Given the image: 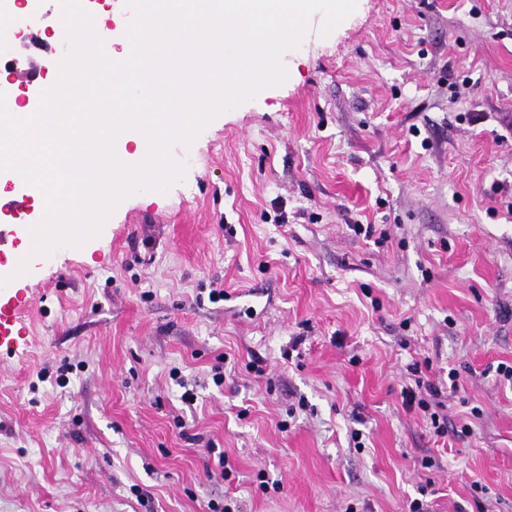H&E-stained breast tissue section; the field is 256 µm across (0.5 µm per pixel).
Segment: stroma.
I'll list each match as a JSON object with an SVG mask.
<instances>
[{"label": "stroma", "instance_id": "stroma-1", "mask_svg": "<svg viewBox=\"0 0 512 512\" xmlns=\"http://www.w3.org/2000/svg\"><path fill=\"white\" fill-rule=\"evenodd\" d=\"M42 7L0 67L29 98L68 51ZM322 20L183 180L14 279L40 213L7 186L0 512H512V0ZM415 386H416V389L419 390V392H417L413 388H406L402 391L403 402L408 406H412L417 401L418 407L420 409H422L429 416V420H430L432 427L434 428V432L437 435H442L444 433V426H443L444 422H442V424L439 422V417L436 414V412H433V413L428 412L431 406H430V403L426 399H424L422 397L418 398L419 394L422 393V389H424L426 391V393H429L430 396H437L438 391H437L436 387L433 384H431L429 382H425L424 380H420V379L415 380Z\"/></svg>", "mask_w": 512, "mask_h": 512}]
</instances>
